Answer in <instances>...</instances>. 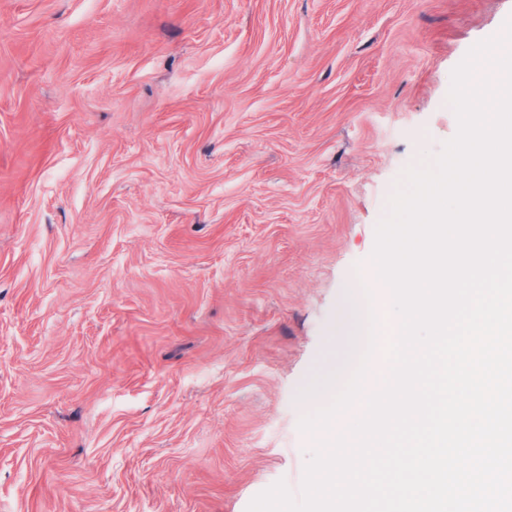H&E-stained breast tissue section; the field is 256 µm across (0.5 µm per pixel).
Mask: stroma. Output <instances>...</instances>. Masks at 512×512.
Wrapping results in <instances>:
<instances>
[{
	"label": "stroma",
	"mask_w": 512,
	"mask_h": 512,
	"mask_svg": "<svg viewBox=\"0 0 512 512\" xmlns=\"http://www.w3.org/2000/svg\"><path fill=\"white\" fill-rule=\"evenodd\" d=\"M512 0H0V512L300 493L304 378Z\"/></svg>",
	"instance_id": "35a3bbf8"
}]
</instances>
